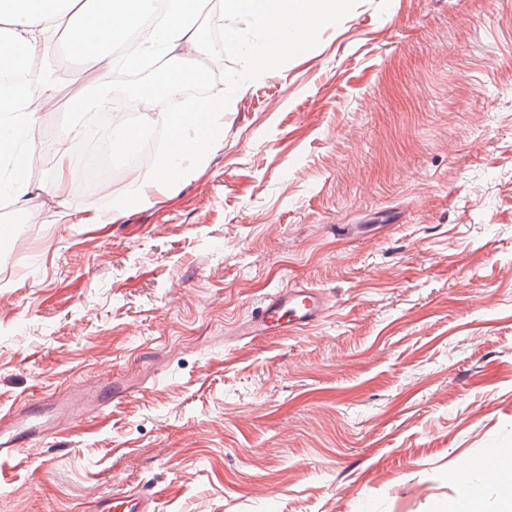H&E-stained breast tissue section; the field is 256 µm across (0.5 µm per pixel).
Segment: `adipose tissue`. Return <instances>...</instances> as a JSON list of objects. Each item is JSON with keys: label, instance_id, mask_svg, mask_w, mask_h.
Here are the masks:
<instances>
[{"label": "adipose tissue", "instance_id": "adipose-tissue-1", "mask_svg": "<svg viewBox=\"0 0 512 512\" xmlns=\"http://www.w3.org/2000/svg\"><path fill=\"white\" fill-rule=\"evenodd\" d=\"M200 0H165L161 11H154L153 0H0V71H10L30 61L38 47L50 45L59 36L74 38L73 51L93 65V82L106 84L119 66L133 67L146 55L185 56L201 45ZM224 13L244 16L263 30L262 41L246 49L253 74H263L288 50V40L301 36L316 38L328 23L338 17L340 0H220ZM151 19L147 39L128 42L144 19ZM127 42L124 56L106 51V44ZM195 74L182 65L160 70L152 86L143 89L140 99L146 119L168 131L170 150L160 158L154 184L164 187L184 172L185 159H203L215 144L223 99L189 104L179 112L154 110L161 92L178 90ZM70 101L72 111H81L86 100L73 96L69 86L43 84L37 106L21 103L19 97L0 99V158L9 163L8 183L17 193L28 187L26 173L34 153L17 146L20 127L33 126L40 108Z\"/></svg>", "mask_w": 512, "mask_h": 512}]
</instances>
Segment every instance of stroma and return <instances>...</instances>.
Instances as JSON below:
<instances>
[{
  "mask_svg": "<svg viewBox=\"0 0 512 512\" xmlns=\"http://www.w3.org/2000/svg\"><path fill=\"white\" fill-rule=\"evenodd\" d=\"M208 95L218 146L141 204L41 194L51 157L0 207V415L133 387L0 463V512H443L512 448V0H344L260 78L225 49ZM289 283L321 320L236 341ZM96 512H156V501L147 491L124 492L101 497L97 501Z\"/></svg>",
  "mask_w": 512,
  "mask_h": 512,
  "instance_id": "1",
  "label": "stroma"
}]
</instances>
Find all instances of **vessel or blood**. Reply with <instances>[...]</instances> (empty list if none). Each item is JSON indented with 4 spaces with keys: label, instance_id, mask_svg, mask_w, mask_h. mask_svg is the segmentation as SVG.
<instances>
[{
    "label": "vessel or blood",
    "instance_id": "1",
    "mask_svg": "<svg viewBox=\"0 0 512 512\" xmlns=\"http://www.w3.org/2000/svg\"><path fill=\"white\" fill-rule=\"evenodd\" d=\"M326 307L321 290L294 284L265 294L250 317L236 330L239 340L255 341L268 336H278L290 329L317 322ZM70 403L61 405L62 414L81 410L84 414H101L107 399L126 397L127 389L113 383L110 397L92 392L86 383L75 385ZM54 425L46 420L42 411L31 410L24 414L0 418V459L15 461L34 447L41 436L52 433ZM96 512H156L154 496L146 491L108 495L98 500Z\"/></svg>",
    "mask_w": 512,
    "mask_h": 512
}]
</instances>
